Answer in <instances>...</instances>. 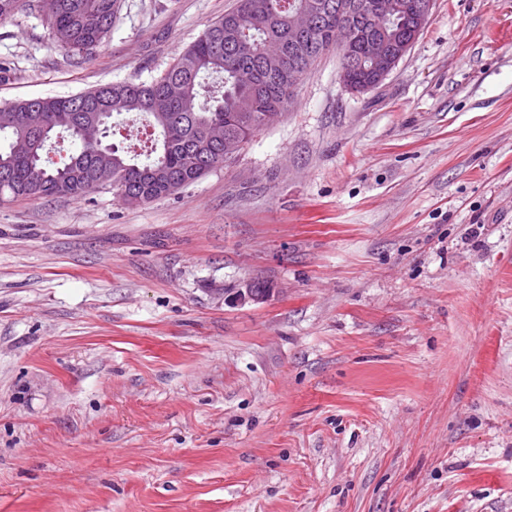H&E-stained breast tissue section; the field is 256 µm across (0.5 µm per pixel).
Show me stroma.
<instances>
[{
	"label": "stroma",
	"instance_id": "obj_1",
	"mask_svg": "<svg viewBox=\"0 0 512 512\" xmlns=\"http://www.w3.org/2000/svg\"><path fill=\"white\" fill-rule=\"evenodd\" d=\"M234 4L118 0L84 57L20 12L0 105ZM0 512H512V0H434L366 92L323 55L173 196L0 204Z\"/></svg>",
	"mask_w": 512,
	"mask_h": 512
}]
</instances>
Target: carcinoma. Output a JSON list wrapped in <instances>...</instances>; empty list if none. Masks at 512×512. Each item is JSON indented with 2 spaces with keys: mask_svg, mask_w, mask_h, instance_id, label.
Segmentation results:
<instances>
[{
  "mask_svg": "<svg viewBox=\"0 0 512 512\" xmlns=\"http://www.w3.org/2000/svg\"><path fill=\"white\" fill-rule=\"evenodd\" d=\"M390 1L393 11L383 26L368 21L367 6ZM411 0H236L224 16L161 74L149 82L104 85L67 97L16 100L0 106V202L28 198L82 199L105 187L125 204L168 197L206 173L227 165V148L246 145L279 115L293 97L304 72L325 52L337 48L336 31L350 29L354 63L344 79L359 86L372 77L364 59L372 44L398 50L418 27ZM41 13L60 49L89 55L108 35L117 0H0V23L23 9ZM299 10L312 12L314 28L297 34L289 27ZM136 114L156 131L145 160L125 146L100 154L82 139L75 119L101 114L97 129L110 135L104 112ZM213 128L224 129V143L210 142ZM55 132L68 134L79 150L61 167L43 162L46 142ZM25 140L35 151L17 154L13 143Z\"/></svg>",
  "mask_w": 512,
  "mask_h": 512,
  "instance_id": "cac0c4a2",
  "label": "carcinoma"
}]
</instances>
